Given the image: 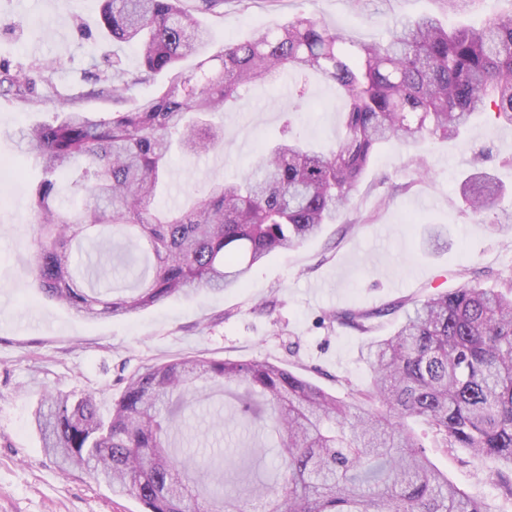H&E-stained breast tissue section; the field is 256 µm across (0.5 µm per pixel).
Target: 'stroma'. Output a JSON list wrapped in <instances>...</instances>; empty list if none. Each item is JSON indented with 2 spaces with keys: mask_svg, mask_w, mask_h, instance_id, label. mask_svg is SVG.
I'll return each instance as SVG.
<instances>
[{
  "mask_svg": "<svg viewBox=\"0 0 512 512\" xmlns=\"http://www.w3.org/2000/svg\"><path fill=\"white\" fill-rule=\"evenodd\" d=\"M512 9V0H471L466 15L448 12L445 0H224L201 14L209 30L208 54L248 39L255 31L287 22L299 12L317 14L355 42L387 37L400 18L430 15L454 25L480 24ZM98 0H0V64L24 71L31 96L19 102L0 95V164L11 190L0 196V512H143L133 495L115 496L84 470L62 471L47 456L32 414L50 391L90 393L110 415L127 378L144 366L200 355L216 360L258 359L286 368L336 397L370 379L362 354L372 339L389 335L402 311L373 319L364 332L336 321L338 311L383 308L421 300L444 290L499 288L512 279V236L495 225L512 214V124L482 115L462 137L431 139L416 147L382 146L363 174L343 220L271 256L246 287L221 295L200 292L188 301L168 300L130 317L88 321L40 293L26 258L34 247L30 188L41 167L18 139L26 126L51 120L54 104L75 99L102 116L132 108L159 93L165 75L136 86L122 100L101 99L94 89L113 57L135 70V45L100 38ZM296 131L327 147L343 129L344 96L336 85L312 77ZM290 80L254 87L224 115L219 150L198 158L172 155L170 193L162 206L188 204L212 179L231 177L255 161L293 108ZM474 168L505 188L496 213L475 216L458 184ZM443 231L439 250H424L426 224ZM228 394H213L186 408L180 421V458L204 466L214 455L260 448L268 432L248 422H222ZM409 426L428 448L433 464L472 499L492 512H512V497L494 465L465 450L432 447L422 421Z\"/></svg>",
  "mask_w": 512,
  "mask_h": 512,
  "instance_id": "stroma-1",
  "label": "stroma"
}]
</instances>
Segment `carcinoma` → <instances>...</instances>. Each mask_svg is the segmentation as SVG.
Masks as SVG:
<instances>
[{"label":"carcinoma","mask_w":512,"mask_h":512,"mask_svg":"<svg viewBox=\"0 0 512 512\" xmlns=\"http://www.w3.org/2000/svg\"><path fill=\"white\" fill-rule=\"evenodd\" d=\"M223 5L101 0L104 34L136 45L142 68L129 71L112 59L100 93L119 100L159 73L168 77L165 89L109 117L60 103L53 122L21 131V149L45 173L31 188L36 286L90 321L204 289L246 287L255 266L336 222L386 142L413 146L457 135L490 106L512 124V12L477 27L402 19L374 43L349 41L301 13L209 56L196 15ZM190 57L196 63L186 69ZM290 73L298 76L297 104L307 98L310 75L342 90L347 105L336 146L318 150L296 137L290 113L249 171L208 183L189 207L152 209L174 151L200 157L217 149L224 126L213 118L255 84ZM28 91L23 74L0 69V93L23 99ZM503 193L484 172L459 183L476 216L494 210ZM87 229L112 241L117 285L99 288L103 269L77 281L71 253ZM407 305L391 335L368 343L370 381L348 401L269 362L193 356L136 371L107 418L93 395L58 391L45 396L33 422L47 452L115 494L136 496L147 512H490L448 482L406 420L428 425L432 447L464 448L498 466L512 497V282L346 309L336 319L369 331L370 319ZM200 381L245 387L227 420H271L281 458L274 476L232 463L227 480L208 490L182 474L171 438ZM196 491L211 500L197 503Z\"/></svg>","instance_id":"cac0c4a2"}]
</instances>
